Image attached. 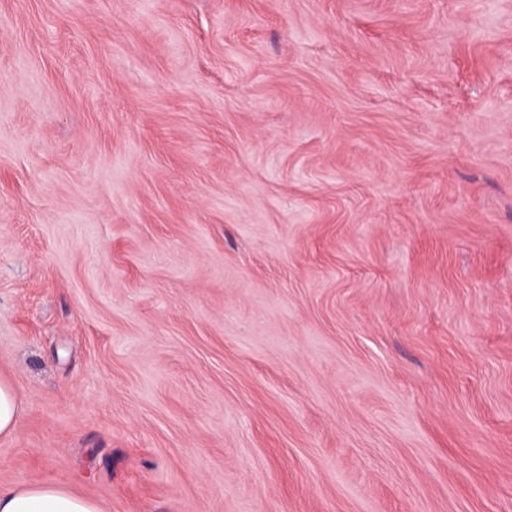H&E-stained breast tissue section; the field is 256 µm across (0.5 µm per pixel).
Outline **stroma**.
I'll return each instance as SVG.
<instances>
[{
	"mask_svg": "<svg viewBox=\"0 0 512 512\" xmlns=\"http://www.w3.org/2000/svg\"><path fill=\"white\" fill-rule=\"evenodd\" d=\"M0 487L512 512V0H0ZM21 410L20 398L10 381L0 377V436L15 432Z\"/></svg>",
	"mask_w": 512,
	"mask_h": 512,
	"instance_id": "35a3bbf8",
	"label": "stroma"
}]
</instances>
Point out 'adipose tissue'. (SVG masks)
Here are the masks:
<instances>
[{
    "instance_id": "obj_1",
    "label": "adipose tissue",
    "mask_w": 512,
    "mask_h": 512,
    "mask_svg": "<svg viewBox=\"0 0 512 512\" xmlns=\"http://www.w3.org/2000/svg\"><path fill=\"white\" fill-rule=\"evenodd\" d=\"M0 512H101L97 502L51 484L0 488Z\"/></svg>"
}]
</instances>
